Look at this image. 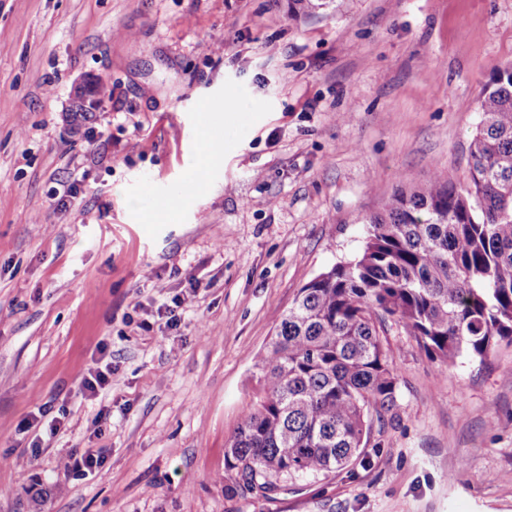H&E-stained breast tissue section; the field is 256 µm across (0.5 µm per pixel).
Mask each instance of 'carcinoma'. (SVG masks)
Returning <instances> with one entry per match:
<instances>
[{
    "instance_id": "obj_1",
    "label": "carcinoma",
    "mask_w": 512,
    "mask_h": 512,
    "mask_svg": "<svg viewBox=\"0 0 512 512\" xmlns=\"http://www.w3.org/2000/svg\"><path fill=\"white\" fill-rule=\"evenodd\" d=\"M337 2L288 0V14ZM106 92L100 79L81 89L71 121L87 120ZM478 108L467 182L435 177L388 197L363 219L362 252L307 282L280 316L256 363L263 396L225 454L257 496L272 498L283 478L346 468L366 447L370 414L396 406L386 318L443 363L512 343V65L493 69Z\"/></svg>"
}]
</instances>
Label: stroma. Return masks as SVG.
I'll return each mask as SVG.
<instances>
[{
  "label": "stroma",
  "instance_id": "obj_1",
  "mask_svg": "<svg viewBox=\"0 0 512 512\" xmlns=\"http://www.w3.org/2000/svg\"><path fill=\"white\" fill-rule=\"evenodd\" d=\"M506 64L512 0L299 21L288 0H0V512H512V343L448 366L390 319L397 406L357 461L272 500L224 466L281 314L386 197L466 181ZM97 78L111 95L70 124ZM204 111L224 150L197 167ZM102 353L112 391L90 401ZM61 411L55 437L23 428ZM100 355L101 357L95 360L96 366L87 368L81 379L84 393L89 398H97L102 391L112 388V361H106L102 365L106 355ZM107 449L84 448L72 450L62 460L61 467L65 476H86L103 467Z\"/></svg>",
  "mask_w": 512,
  "mask_h": 512
}]
</instances>
